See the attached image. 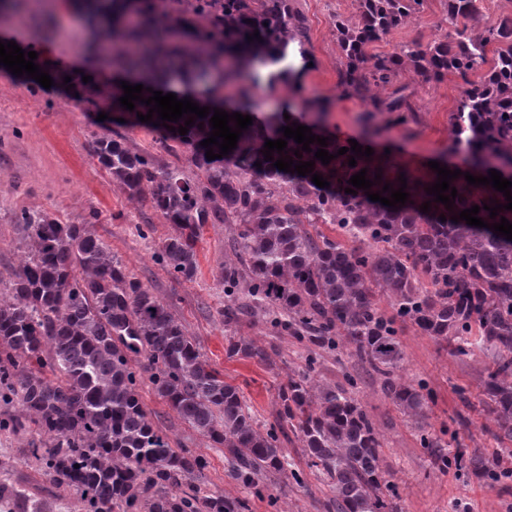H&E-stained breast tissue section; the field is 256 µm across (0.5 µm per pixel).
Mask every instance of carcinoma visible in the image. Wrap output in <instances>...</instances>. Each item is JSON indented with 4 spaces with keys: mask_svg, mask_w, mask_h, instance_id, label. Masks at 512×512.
Segmentation results:
<instances>
[{
    "mask_svg": "<svg viewBox=\"0 0 512 512\" xmlns=\"http://www.w3.org/2000/svg\"><path fill=\"white\" fill-rule=\"evenodd\" d=\"M348 15L332 25L342 54V96L357 98L367 118L404 126L416 112L410 87L458 79L456 108L449 114L453 146L465 152L477 177L512 165V18L484 19L483 0H446L440 39L413 40L384 54L372 45L416 20L426 0H353ZM90 23L96 44L111 49L115 62L159 86L178 58V75L189 89L221 70L208 92L222 109L253 118L237 148L206 158L209 116L195 119L186 135L138 120L148 107L120 113L138 125L162 131L166 140L191 150L188 162L200 171L189 179L183 166H160L149 151L129 149L121 136L93 142L98 162L129 197L147 199L179 232L166 238L155 261L174 278L196 273V244L207 224H232L231 256L224 260V331L229 353L264 362L265 348L232 336L253 311L270 333L288 334L308 347L304 366L288 375L278 393L276 424L254 419L240 388L224 381L186 335L170 307L152 289L125 273L92 225L64 224L47 214L22 210L14 223L28 230V254L14 273L9 294L0 297V400L15 401L21 414L0 428L34 424L47 447L32 449L44 473L78 495L84 512H248L246 502L207 494L194 482L208 460L171 446L149 419L140 395L144 374L178 417L216 447L233 479L256 485L263 471L300 472L291 467L282 436L291 427L301 439L308 466L327 479L334 512H397L396 494L386 487L378 429L356 398L357 379L326 384L313 377L316 350L356 358L375 375L383 394L419 426L423 448L443 447L442 438L422 427L433 394L401 371L404 351L397 323L410 322L425 336L453 345L460 356L474 348L491 352L484 393L494 406L500 433L512 439V240L487 228L454 222L451 216L474 205L488 224L483 205L507 204L491 186L450 180L457 189L452 209L434 202L425 188L437 171L417 177L391 157L367 158L348 151L324 165L320 145L294 156L301 145L287 140L294 163L314 161L313 172L330 183L320 188L311 174L283 172L265 160L266 140L283 137L281 127L298 121L315 135L318 123L295 113L252 112L253 87L284 85L307 107L318 99L298 83L307 71L305 18L293 0H92ZM172 22L194 26L197 50L168 43ZM259 31L262 40L248 41ZM393 91L388 96L382 92ZM203 128H198V124ZM356 166H348L350 157ZM262 162V167L255 166ZM373 181L397 190L407 179L408 202L398 210L349 194L348 180L361 169ZM382 173L381 179L375 174ZM430 202V211L420 206ZM445 216L441 221L439 216ZM309 224H332L353 242L314 234ZM387 297L383 314L377 296ZM144 362L136 363V358ZM468 461L483 477L509 479L477 456L440 457L443 465Z\"/></svg>",
    "mask_w": 512,
    "mask_h": 512,
    "instance_id": "1",
    "label": "carcinoma"
}]
</instances>
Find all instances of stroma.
<instances>
[{
  "label": "stroma",
  "mask_w": 512,
  "mask_h": 512,
  "mask_svg": "<svg viewBox=\"0 0 512 512\" xmlns=\"http://www.w3.org/2000/svg\"><path fill=\"white\" fill-rule=\"evenodd\" d=\"M307 20V47L314 60L303 81L306 94L322 99L328 115L326 132L340 140L367 142L374 151L416 174L429 171L430 161L445 158L465 168L454 153L448 116L455 107L454 80L417 87L413 102L416 122L382 130L367 138L360 101L345 98L339 87L340 57L330 20L346 13L353 0H295ZM443 0H428L417 24L394 31L389 42L377 43L380 52L390 44L415 37L437 38ZM15 37L19 47L37 52V63L54 84L42 87L28 76L18 77L0 65V296L8 295L9 280L26 256L24 232L15 224V211L48 212L63 223H80L89 211L100 215L96 230L111 246L126 272L170 305L187 335L226 381L239 386L259 423L276 419V400L290 370L300 368L306 354L294 339L270 335L252 318L237 328L246 339L264 344L268 362L238 355L228 357V339L218 312L224 306V257L230 252L225 225L209 224L200 233L198 269L192 279H174L154 260L162 241L174 235V225L155 213L150 203H135L113 187L108 171L93 154L95 136L113 131L112 100L103 90L132 73L94 54L87 47L88 16L57 0H20L0 12V35ZM151 225L141 237L139 225ZM405 354L403 375L425 382L435 393L425 425L444 433L451 450L479 455L507 467L512 465V440L499 436L495 414L482 388L488 359L482 351L456 355L450 346L422 335L413 326L400 327ZM359 378L357 397L372 415L382 441L385 478L398 494L397 512H512V479L475 476L465 467H442L430 450L422 448L418 433L397 412L378 384L350 356L325 355L318 379L337 381L344 373ZM142 395L150 417L170 436L173 447L204 455L209 467L199 479L201 488L232 499H243L249 512H327L326 482L307 465L296 435H289V458L303 472L302 484L287 475L262 476L259 487L230 477L223 449L217 448L177 417L143 382ZM43 441L36 427L0 430V496L11 512H83L72 489L54 485L30 450Z\"/></svg>",
  "instance_id": "stroma-1"
}]
</instances>
